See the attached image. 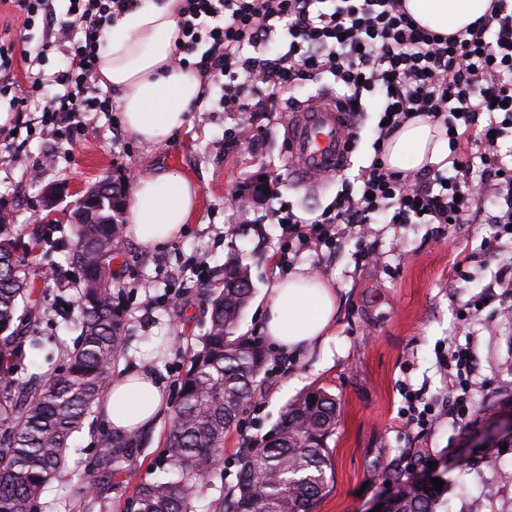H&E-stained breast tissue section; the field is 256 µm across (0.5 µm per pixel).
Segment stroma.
I'll return each instance as SVG.
<instances>
[{"label": "stroma", "mask_w": 512, "mask_h": 512, "mask_svg": "<svg viewBox=\"0 0 512 512\" xmlns=\"http://www.w3.org/2000/svg\"><path fill=\"white\" fill-rule=\"evenodd\" d=\"M217 100L216 88H209L185 129L171 143L151 149L125 130L118 112L84 114L83 131L69 140L56 139L48 129L37 130L20 147L0 140V211L11 213L16 223L43 227L51 243L43 273L33 282L48 313L41 335L69 347L78 336L70 313L78 286L68 263L70 215L84 191L107 175L130 188L148 169L165 164L199 182L200 209L179 239L146 250L125 237L112 264L129 331L111 373L150 372L170 407L178 400L185 360L206 330L193 261L205 262L213 280L228 260L248 267L253 293L237 333L263 337L265 290L284 274L277 264L282 229L275 211L290 207L300 217H316L338 191H358L356 176L373 154L377 115L372 112L348 157L345 182L327 178L317 192H308L288 170L287 113L269 115L254 144L241 114L222 111ZM265 177L272 181L267 194L259 190ZM52 189L58 196L48 211L43 200ZM238 189L247 190L248 208H232L231 194ZM494 232L484 220L450 227L377 219L362 230L341 227L335 251L299 253L296 264L337 288L334 363L324 368L318 353L296 359L267 346L263 385L224 435V486L236 482L241 432L265 439L289 402L321 388L335 395L340 413L327 441L328 486L314 512H368L380 494L398 493L399 484L372 475L370 465L401 456L411 460L415 478L436 466L448 482L442 494L448 512H472L476 500L483 512H512V439L481 444L492 421L485 406L512 397V288L496 289L479 310L465 309L486 284L512 271V239H495ZM366 250L376 252V264L360 262ZM461 250L470 259L456 271L452 263ZM451 343L468 348L477 361L472 416L461 427L444 415L418 433L397 415L409 392L422 389L437 401L444 397L448 376L438 358ZM167 428L163 417L146 429L144 445L132 449L94 508H84L78 497L59 496V488L74 481L66 469L40 498L37 512H127L136 488L157 475Z\"/></svg>", "instance_id": "stroma-1"}]
</instances>
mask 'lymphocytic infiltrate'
<instances>
[{
    "label": "lymphocytic infiltrate",
    "mask_w": 512,
    "mask_h": 512,
    "mask_svg": "<svg viewBox=\"0 0 512 512\" xmlns=\"http://www.w3.org/2000/svg\"><path fill=\"white\" fill-rule=\"evenodd\" d=\"M137 5L67 0L60 13L55 0H0L23 28L40 22L50 29L33 52L0 35V98L17 112L42 101L43 125H65L70 135L83 113L112 111L111 99L96 94L98 49L113 23ZM178 14L174 60L185 66L201 52L197 66L218 79L224 111L254 118L277 112L288 88L322 80L342 89L351 114L366 112L368 101L377 105L381 123L371 161L357 175L359 192L337 195L309 222L287 212L281 255L331 246L334 226L367 224L378 213L393 224H466L490 199L498 236H512V165L497 151L500 139L512 135V0H490L483 16L448 36L421 26L406 0H179ZM283 34L287 49L271 52ZM59 46L66 65L44 82L32 69ZM250 85L261 100L248 95ZM418 116L444 128L448 168L389 170L382 159L386 139ZM440 365L451 373L454 419L467 423L474 358L459 348Z\"/></svg>",
    "instance_id": "f902f5d3"
}]
</instances>
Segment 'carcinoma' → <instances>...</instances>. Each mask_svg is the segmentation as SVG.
<instances>
[{
  "label": "carcinoma",
  "instance_id": "carcinoma-1",
  "mask_svg": "<svg viewBox=\"0 0 512 512\" xmlns=\"http://www.w3.org/2000/svg\"><path fill=\"white\" fill-rule=\"evenodd\" d=\"M112 189L73 212L69 263L80 274L79 336L66 362L46 373L19 377L25 345L43 346L37 336L44 309L31 300V266L16 254V237L31 249L46 240L38 227L13 223L0 212V512H33L58 473L68 468L75 434L92 412L123 351L128 324L112 279V260L123 242V224L112 209ZM247 267L224 264L220 285L205 292L208 327L201 349L187 360L166 434L162 475L141 484L140 512H191L214 486L224 433L259 386L266 362L260 340L235 335L248 303ZM336 429V398L320 388L293 400L262 446L239 458L236 484L217 499L220 512H313L327 485L326 440ZM135 438L101 434L96 460L76 465L73 494L87 506L108 485L107 470L123 468ZM440 492L422 488L400 500L393 512H437Z\"/></svg>",
  "mask_w": 512,
  "mask_h": 512
}]
</instances>
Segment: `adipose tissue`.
<instances>
[{
  "instance_id": "1",
  "label": "adipose tissue",
  "mask_w": 512,
  "mask_h": 512,
  "mask_svg": "<svg viewBox=\"0 0 512 512\" xmlns=\"http://www.w3.org/2000/svg\"><path fill=\"white\" fill-rule=\"evenodd\" d=\"M177 0H143L123 14L98 50L103 86L118 94L126 130L147 147L167 143L187 124L206 88L199 69L174 64L178 42ZM490 0H407L424 27L452 34L482 16ZM448 159V141L428 117L403 124L385 144L384 161L398 171ZM196 181L168 167H157L136 181L127 208L130 234L138 245L157 249L184 232L198 211ZM263 330L273 345L298 356L319 352L333 362L332 331L338 317L335 287L296 267L268 290ZM165 408L153 376L129 372L109 382L100 412L114 433L130 435L157 421Z\"/></svg>"
}]
</instances>
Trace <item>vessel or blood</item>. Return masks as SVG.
<instances>
[{
    "label": "vessel or blood",
    "instance_id": "1",
    "mask_svg": "<svg viewBox=\"0 0 512 512\" xmlns=\"http://www.w3.org/2000/svg\"><path fill=\"white\" fill-rule=\"evenodd\" d=\"M288 145V168L300 185L312 188L320 175L340 172L349 149L345 107L326 93L292 109Z\"/></svg>",
    "mask_w": 512,
    "mask_h": 512
}]
</instances>
